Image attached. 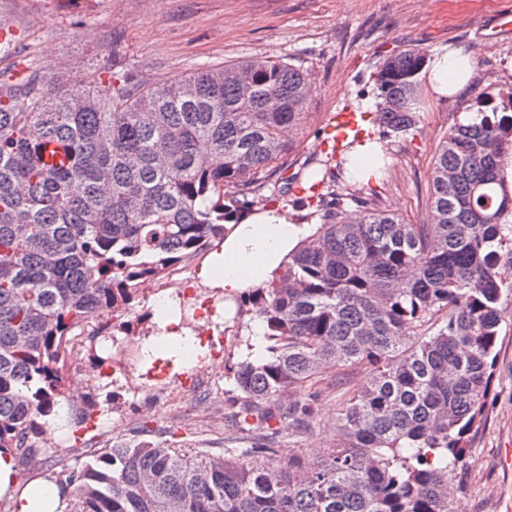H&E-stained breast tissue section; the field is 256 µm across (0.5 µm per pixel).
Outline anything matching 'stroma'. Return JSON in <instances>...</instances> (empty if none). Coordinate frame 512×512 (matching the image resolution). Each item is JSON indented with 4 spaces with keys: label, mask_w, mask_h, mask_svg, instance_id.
Segmentation results:
<instances>
[{
    "label": "stroma",
    "mask_w": 512,
    "mask_h": 512,
    "mask_svg": "<svg viewBox=\"0 0 512 512\" xmlns=\"http://www.w3.org/2000/svg\"><path fill=\"white\" fill-rule=\"evenodd\" d=\"M512 10V0H0V37L12 34L23 51L62 80L101 87L108 74L138 87L161 84L194 68L220 67L249 58H279L306 71L312 92L305 125L289 132L285 178L320 169L321 149L330 114L359 112L376 102L375 66L404 48L433 54L448 46L472 56L475 73L455 96L435 97L421 82L422 105L416 126L404 139L378 133L386 156L383 180L352 183L357 195L408 222L429 220L428 185L433 157L448 130L471 111L479 93L512 88V35L483 40L497 14ZM272 178L258 206L279 205L304 216L297 188ZM203 256L178 264L155 280L153 292H141L127 315L133 335L155 334L153 302L170 288L189 289L182 317L200 326L199 306L211 297L198 286ZM497 357L485 410L467 445L461 468L451 483L449 512H512V294L504 296ZM110 315L90 319L80 348L66 352L65 389L73 405L85 397L96 404L95 425L81 440L72 436L40 438L45 452L17 459L21 479L82 467L93 450L115 442L175 438L180 453L224 451V418L235 409L230 367L255 360L264 346L262 329L250 304L236 298L232 316L219 329L202 332L211 352L183 371L146 360L113 370L104 359L100 328H111ZM368 368L348 386L322 392L315 428L302 436L277 425L281 458L299 456L314 465L334 445L337 418Z\"/></svg>",
    "instance_id": "obj_1"
}]
</instances>
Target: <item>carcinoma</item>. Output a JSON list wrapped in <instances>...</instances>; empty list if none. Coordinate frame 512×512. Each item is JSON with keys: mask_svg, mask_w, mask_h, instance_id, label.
<instances>
[{"mask_svg": "<svg viewBox=\"0 0 512 512\" xmlns=\"http://www.w3.org/2000/svg\"><path fill=\"white\" fill-rule=\"evenodd\" d=\"M427 61L404 48L376 65L387 135L415 126ZM311 88L308 73L269 58L140 89L116 76L102 89L65 85L26 55L0 70V448L38 455L64 397L69 336L129 312L144 282L224 238L241 196L283 168V130L303 125ZM476 107L433 158L431 223L331 191L278 280L247 291L267 355L233 368L224 454L102 448L56 477L65 512H449L512 292V89ZM350 202L364 208L356 223ZM363 365L337 447L315 467L279 459L272 424L314 429L308 383Z\"/></svg>", "mask_w": 512, "mask_h": 512, "instance_id": "obj_1", "label": "carcinoma"}]
</instances>
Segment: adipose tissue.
I'll return each mask as SVG.
<instances>
[{"label":"adipose tissue","mask_w":512,"mask_h":512,"mask_svg":"<svg viewBox=\"0 0 512 512\" xmlns=\"http://www.w3.org/2000/svg\"><path fill=\"white\" fill-rule=\"evenodd\" d=\"M473 70L472 58L441 50L430 63V87L439 97L454 94L469 83ZM312 232V225L298 223L294 214L278 206L255 210L239 223L227 225L223 243L201 264L197 279L205 287L222 291L226 303H233L246 289L267 287L278 278L291 251ZM178 301L176 292H168L155 310L159 334L131 342L151 359L168 360L177 368L188 354L207 348L195 331L183 324Z\"/></svg>","instance_id":"1"}]
</instances>
